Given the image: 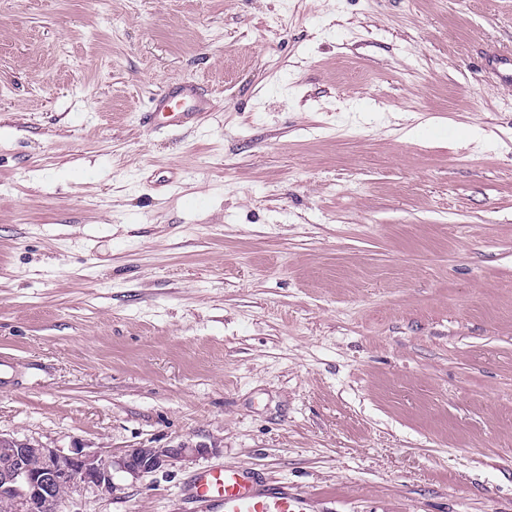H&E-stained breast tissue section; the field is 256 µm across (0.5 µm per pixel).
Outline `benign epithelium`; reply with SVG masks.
Returning a JSON list of instances; mask_svg holds the SVG:
<instances>
[{
    "label": "benign epithelium",
    "instance_id": "1",
    "mask_svg": "<svg viewBox=\"0 0 512 512\" xmlns=\"http://www.w3.org/2000/svg\"><path fill=\"white\" fill-rule=\"evenodd\" d=\"M213 448H133L114 458L77 449L73 454L0 434V502L9 512H60L62 501L76 489L91 488L116 495L121 487L113 473L134 479L175 462H189Z\"/></svg>",
    "mask_w": 512,
    "mask_h": 512
}]
</instances>
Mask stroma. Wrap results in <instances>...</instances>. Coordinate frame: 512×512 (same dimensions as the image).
<instances>
[{
  "label": "stroma",
  "mask_w": 512,
  "mask_h": 512,
  "mask_svg": "<svg viewBox=\"0 0 512 512\" xmlns=\"http://www.w3.org/2000/svg\"><path fill=\"white\" fill-rule=\"evenodd\" d=\"M495 52L512 0H0V433L209 450L61 512H512ZM171 83L210 116L145 124ZM185 497L195 512H309L310 500L288 485L260 488L243 468L215 465L193 476Z\"/></svg>",
  "instance_id": "35a3bbf8"
}]
</instances>
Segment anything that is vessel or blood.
Returning a JSON list of instances; mask_svg holds the SVG:
<instances>
[{
    "instance_id": "1",
    "label": "vessel or blood",
    "mask_w": 512,
    "mask_h": 512,
    "mask_svg": "<svg viewBox=\"0 0 512 512\" xmlns=\"http://www.w3.org/2000/svg\"><path fill=\"white\" fill-rule=\"evenodd\" d=\"M154 113L181 125L207 115L208 110L194 88L182 85L158 95ZM184 494L196 512H309L310 507L306 494L284 485L261 488L249 471L227 465L193 476Z\"/></svg>"
}]
</instances>
